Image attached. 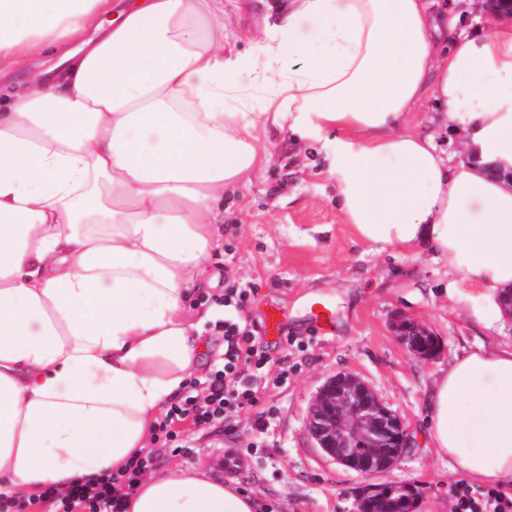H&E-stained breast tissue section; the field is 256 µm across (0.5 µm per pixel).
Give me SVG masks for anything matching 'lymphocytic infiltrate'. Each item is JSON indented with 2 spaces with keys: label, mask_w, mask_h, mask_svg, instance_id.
I'll use <instances>...</instances> for the list:
<instances>
[{
  "label": "lymphocytic infiltrate",
  "mask_w": 512,
  "mask_h": 512,
  "mask_svg": "<svg viewBox=\"0 0 512 512\" xmlns=\"http://www.w3.org/2000/svg\"><path fill=\"white\" fill-rule=\"evenodd\" d=\"M257 324L239 319L224 325V338L230 358L240 362L234 373L216 371L207 381L205 392L172 405L154 427L152 447L140 449L124 468L108 471L92 479H77L66 491L49 486L39 498L53 512H126L125 503L145 473L155 467L167 450L183 451L192 447V437L182 435L175 423L192 420L196 427L206 429L215 421L230 422V409L249 410L259 401L261 371L271 358L257 343ZM452 497L457 512H512V494L492 488L481 497H474L461 483L454 484Z\"/></svg>",
  "instance_id": "lymphocytic-infiltrate-1"
}]
</instances>
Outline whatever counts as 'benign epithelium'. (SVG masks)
<instances>
[{
  "label": "benign epithelium",
  "mask_w": 512,
  "mask_h": 512,
  "mask_svg": "<svg viewBox=\"0 0 512 512\" xmlns=\"http://www.w3.org/2000/svg\"><path fill=\"white\" fill-rule=\"evenodd\" d=\"M483 16L492 20L507 12L512 0H479ZM400 341L414 354L429 357L438 337L412 320L397 327ZM307 432L316 447L337 464L366 478L395 469L410 435L400 416L366 382L350 373L329 377L314 394Z\"/></svg>",
  "instance_id": "benign-epithelium-1"
}]
</instances>
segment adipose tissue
<instances>
[{"label": "adipose tissue", "mask_w": 512, "mask_h": 512, "mask_svg": "<svg viewBox=\"0 0 512 512\" xmlns=\"http://www.w3.org/2000/svg\"><path fill=\"white\" fill-rule=\"evenodd\" d=\"M0 0V74L56 62L0 111V492L125 465L204 348L184 307L271 131L317 143L338 209L376 251L424 255L496 303L512 287V189L412 130L433 99L512 166V20L472 38L435 0ZM429 446L512 482V340L455 356ZM197 470L143 477L127 512H256Z\"/></svg>", "instance_id": "adipose-tissue-1"}]
</instances>
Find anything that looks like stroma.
<instances>
[{"instance_id":"obj_1","label":"stroma","mask_w":512,"mask_h":512,"mask_svg":"<svg viewBox=\"0 0 512 512\" xmlns=\"http://www.w3.org/2000/svg\"><path fill=\"white\" fill-rule=\"evenodd\" d=\"M417 119L420 132L460 159L467 133L440 125L433 100L420 104ZM272 140L265 168L250 185L224 196V239L184 312L209 347L180 395H200L210 374L223 369L224 321L244 312L262 322L273 304L296 342L286 348L269 334L261 341L271 357H287L288 380L264 392L255 411L240 413L233 429L218 422L195 431L192 450L167 454L158 467L209 475L219 452L235 453L244 466L227 481L258 501L261 512H354L367 478L325 456L306 430L317 389L336 373L350 372L403 418L410 433L402 461L384 482L415 487L414 512H455L448 488L461 475L428 446V393L435 373L455 355L511 339L512 321L500 319L481 291H470L461 304L450 298L452 277L442 263L379 253L358 240L336 207V185L323 174L321 156L296 148L284 134ZM247 280L260 288L245 310L212 305L211 296ZM321 300L336 314L334 329L311 326L310 307ZM404 319L438 336L433 357H417L399 342L395 325Z\"/></svg>"}]
</instances>
